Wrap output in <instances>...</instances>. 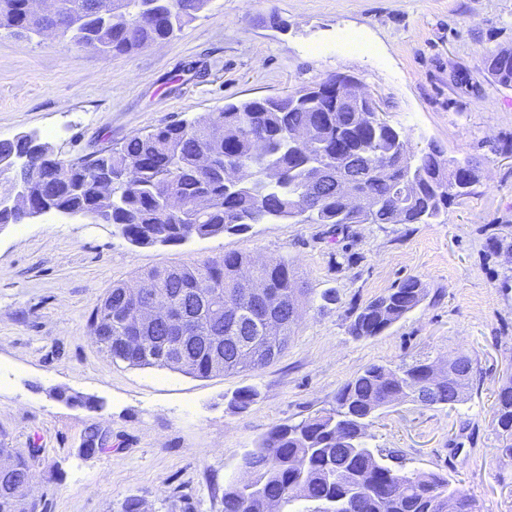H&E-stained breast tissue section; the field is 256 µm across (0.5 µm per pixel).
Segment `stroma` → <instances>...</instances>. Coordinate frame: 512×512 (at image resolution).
Listing matches in <instances>:
<instances>
[{"instance_id":"1","label":"stroma","mask_w":512,"mask_h":512,"mask_svg":"<svg viewBox=\"0 0 512 512\" xmlns=\"http://www.w3.org/2000/svg\"><path fill=\"white\" fill-rule=\"evenodd\" d=\"M350 32L370 53L345 49ZM501 47H512V0H211L174 36L122 55L0 29V139L38 131L67 162L341 73L375 94L411 151L436 143L481 175L438 224L274 222L147 247L57 213L0 226V446L39 449L31 512H122L130 496L144 512H222L243 453L272 428L330 407L365 366L460 351L476 367L464 402L386 408L370 443L405 470L446 475L478 512H512L493 413L512 375V88L482 66ZM228 253L285 259L308 290L269 366L199 378L98 349L88 316L112 285ZM408 277L425 300L379 336H352L350 312ZM245 386L260 397L241 411L230 400ZM58 388L104 407L57 400ZM95 427L111 445L88 457Z\"/></svg>"}]
</instances>
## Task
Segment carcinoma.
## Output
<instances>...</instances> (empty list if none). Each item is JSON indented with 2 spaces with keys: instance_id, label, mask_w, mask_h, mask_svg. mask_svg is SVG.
Segmentation results:
<instances>
[{
  "instance_id": "1",
  "label": "carcinoma",
  "mask_w": 512,
  "mask_h": 512,
  "mask_svg": "<svg viewBox=\"0 0 512 512\" xmlns=\"http://www.w3.org/2000/svg\"><path fill=\"white\" fill-rule=\"evenodd\" d=\"M211 0H112V19L96 11V0H59L60 33L81 47L125 54L147 43L164 40L205 10ZM0 28L33 32L27 0H0ZM484 68L496 83L512 86V49L485 55ZM336 77L289 94L228 103L192 123L177 122L135 135L108 154L89 161L35 159L33 177L40 197L62 210L106 215L132 245H180L197 237L243 231L253 224H433L458 197L479 183L478 166L469 159L445 156L440 146L411 152L408 135L379 116L363 117L329 91ZM296 129L307 131L309 144L292 140ZM31 152L25 138L0 141L1 155ZM231 169L246 171L243 184L227 181ZM334 179L355 174L349 188L367 201L363 210H349L330 193L308 201L310 186L322 170ZM112 174V193L97 189L100 177ZM252 272L271 292L299 303L288 263L270 258L260 264L230 253L140 276L146 294L163 293L170 304L195 314L197 341L160 343L145 348L138 335L126 292L112 286L88 318L98 330L96 344L113 362L130 367H157L208 377L220 371L259 370L248 353L224 351L217 360L201 337L213 331L249 336L276 355L286 349L293 323L281 336L265 333L266 306L239 287ZM426 288L417 277L404 279L392 291L352 312L349 330L358 338L381 334L420 305ZM427 361L396 367L372 364L336 393V406L295 424L273 428L247 451L252 468L224 490V512H267L276 501L282 512H298L296 504H314L323 512H478L463 488L434 472H408L398 458L369 444L368 427L382 408L414 400L418 383L432 388L431 407L448 406V384L425 379ZM476 368L464 356L453 387L463 402ZM75 405L101 410L93 396L57 391ZM260 397L255 387L234 394V405L245 410ZM498 438L512 457V377L499 388L494 405ZM39 449L23 452L0 448L9 458L11 474L0 477V512H18L32 460Z\"/></svg>"
}]
</instances>
